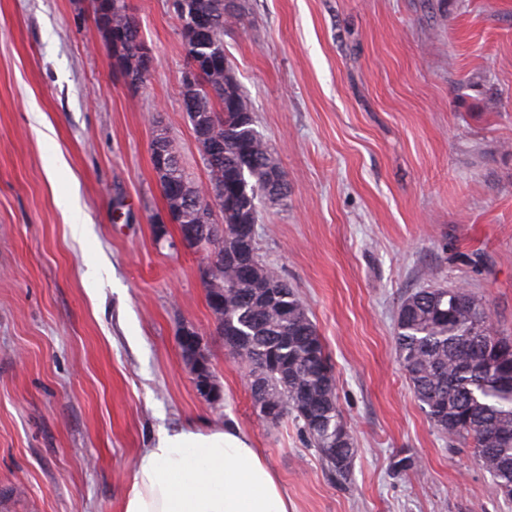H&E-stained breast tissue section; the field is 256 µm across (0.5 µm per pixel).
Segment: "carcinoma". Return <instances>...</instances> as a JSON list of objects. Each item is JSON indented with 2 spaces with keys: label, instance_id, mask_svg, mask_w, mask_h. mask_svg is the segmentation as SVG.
<instances>
[{
  "label": "carcinoma",
  "instance_id": "carcinoma-1",
  "mask_svg": "<svg viewBox=\"0 0 512 512\" xmlns=\"http://www.w3.org/2000/svg\"><path fill=\"white\" fill-rule=\"evenodd\" d=\"M183 2L190 10L212 14L211 43L224 49V32L241 14H225L224 0ZM228 67L224 54L220 65L211 69L223 82L224 94L213 99L204 95L197 106V121L223 144L215 161H206L209 177L203 200L206 209L224 214V223L204 213L198 228L224 277V290L237 296L253 284L224 262V246L232 245L242 221L258 219L268 167L275 161L263 137L251 133L254 126L236 125L232 135H225L222 115L232 119L253 111L233 74H224ZM272 277L281 281L274 303L263 312H249L235 300L213 310L217 332L243 338L248 367L258 374L267 396L280 404L279 417L291 414L303 422L325 469L344 486L351 470L340 469L335 457L351 460L357 448L337 407L336 385L323 384L324 377H334L333 366L295 288L275 271ZM283 306L291 312L286 322L279 314ZM396 351L432 424L448 439L469 444L490 474L494 492L512 498V336L493 329L489 310L467 286L419 288L399 305Z\"/></svg>",
  "mask_w": 512,
  "mask_h": 512
}]
</instances>
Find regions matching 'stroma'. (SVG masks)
Returning <instances> with one entry per match:
<instances>
[{
	"label": "stroma",
	"mask_w": 512,
	"mask_h": 512,
	"mask_svg": "<svg viewBox=\"0 0 512 512\" xmlns=\"http://www.w3.org/2000/svg\"><path fill=\"white\" fill-rule=\"evenodd\" d=\"M129 4L155 56L134 87L86 0H0V512H123L142 449L190 423L249 433L296 512H512L422 410L394 321L431 270L512 335V0H241L224 36L288 182L257 242L331 358L357 448L342 487L293 417L255 411L207 303L210 252L174 224L155 235L153 118L193 183L208 170L170 0ZM186 324L218 403L184 362ZM404 456L418 467L395 473Z\"/></svg>",
	"instance_id": "1"
}]
</instances>
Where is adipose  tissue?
Segmentation results:
<instances>
[{
    "instance_id": "obj_1",
    "label": "adipose tissue",
    "mask_w": 512,
    "mask_h": 512,
    "mask_svg": "<svg viewBox=\"0 0 512 512\" xmlns=\"http://www.w3.org/2000/svg\"><path fill=\"white\" fill-rule=\"evenodd\" d=\"M123 512H295L277 473L238 425L160 430L143 449Z\"/></svg>"
}]
</instances>
